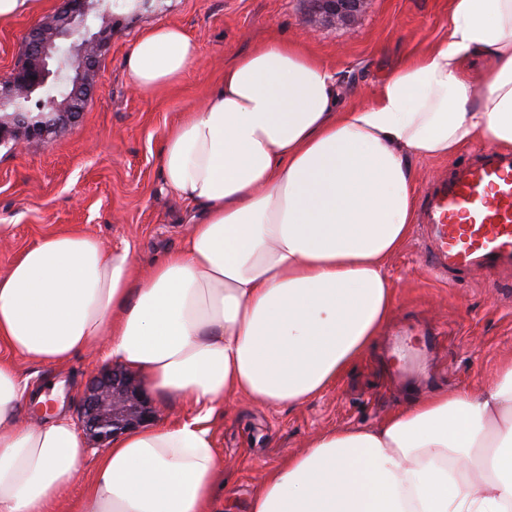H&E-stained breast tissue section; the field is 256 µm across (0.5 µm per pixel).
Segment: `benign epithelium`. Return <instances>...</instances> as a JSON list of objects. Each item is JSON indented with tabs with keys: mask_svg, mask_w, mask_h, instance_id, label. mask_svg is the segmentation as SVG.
Instances as JSON below:
<instances>
[{
	"mask_svg": "<svg viewBox=\"0 0 512 512\" xmlns=\"http://www.w3.org/2000/svg\"><path fill=\"white\" fill-rule=\"evenodd\" d=\"M320 2L328 16L350 22L357 17L362 0ZM91 8L90 0H64L51 30L41 25L29 30L26 42L36 65L16 70L0 82V140L19 135L44 137L79 117L77 103L90 89V75L96 69L100 52L98 37L83 33ZM52 79L71 87L63 105H56V98L50 96V112L7 111L17 98L47 88ZM158 415L159 408L139 378L113 365L102 370L85 389L75 424L96 447L108 448L117 436L147 426Z\"/></svg>",
	"mask_w": 512,
	"mask_h": 512,
	"instance_id": "1",
	"label": "benign epithelium"
}]
</instances>
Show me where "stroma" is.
<instances>
[{
  "label": "stroma",
  "mask_w": 512,
  "mask_h": 512,
  "mask_svg": "<svg viewBox=\"0 0 512 512\" xmlns=\"http://www.w3.org/2000/svg\"><path fill=\"white\" fill-rule=\"evenodd\" d=\"M37 15L0 27V80L23 54L30 28L52 18L63 0H40ZM452 0H364L357 21L338 23L317 0H147L122 15L92 20L101 33L94 90L78 120L46 138L0 142V275L44 235L78 229L104 245H130L149 266L181 246L186 205L166 189L159 151L164 133L195 110L224 77V66L270 36L301 43L340 76L343 106L372 101L404 54L448 31ZM159 22L180 26L198 56L174 84L136 92L123 57ZM387 273L396 307L375 347L322 396L301 406L229 402L214 434L224 469L222 512H244L264 475L304 448L314 434L380 421L432 391L494 383L512 361V276L474 271L456 282L436 279L410 235ZM34 384H62L64 411L75 416L89 381L104 367L80 353L57 368L16 356Z\"/></svg>",
  "instance_id": "35a3bbf8"
}]
</instances>
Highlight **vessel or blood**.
Here are the masks:
<instances>
[{
	"mask_svg": "<svg viewBox=\"0 0 512 512\" xmlns=\"http://www.w3.org/2000/svg\"><path fill=\"white\" fill-rule=\"evenodd\" d=\"M423 260L450 278L512 267V155L489 150L427 190L421 213Z\"/></svg>",
	"mask_w": 512,
	"mask_h": 512,
	"instance_id": "obj_1",
	"label": "vessel or blood"
}]
</instances>
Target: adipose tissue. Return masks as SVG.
I'll return each instance as SVG.
<instances>
[{"mask_svg":"<svg viewBox=\"0 0 512 512\" xmlns=\"http://www.w3.org/2000/svg\"><path fill=\"white\" fill-rule=\"evenodd\" d=\"M198 56L175 24L130 45L149 95ZM490 58L484 85L466 62ZM473 144L512 149V0H453L444 38L409 52L367 104L340 107L333 70L267 39L237 55L160 148L193 215L180 248L142 271L130 246L45 236L0 276V351L61 366L96 350L189 416L122 435L76 512H218L212 422L231 398L297 406L368 352L395 290L389 260L414 221L415 164ZM0 358V512H50L85 439ZM245 512H512V362L480 389L441 390L379 424L331 429L269 471Z\"/></svg>","mask_w":512,"mask_h":512,"instance_id":"obj_1","label":"adipose tissue"}]
</instances>
